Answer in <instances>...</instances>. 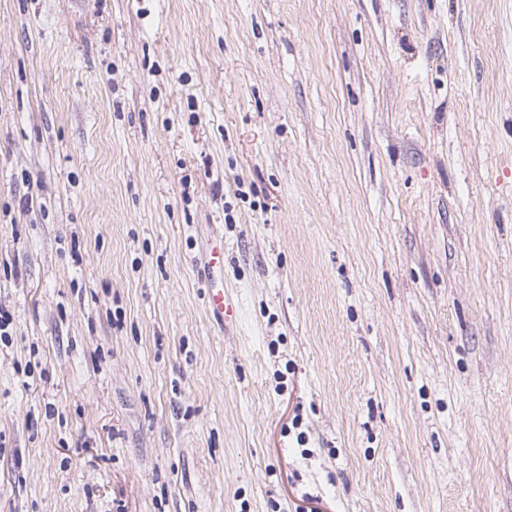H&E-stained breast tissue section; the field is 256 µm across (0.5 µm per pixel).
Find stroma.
I'll return each mask as SVG.
<instances>
[{
    "mask_svg": "<svg viewBox=\"0 0 512 512\" xmlns=\"http://www.w3.org/2000/svg\"><path fill=\"white\" fill-rule=\"evenodd\" d=\"M0 311V512H512V0H0ZM213 284L208 288L206 297L208 312L218 324L224 326V329L237 326L241 318L238 298L224 293V288H214Z\"/></svg>",
    "mask_w": 512,
    "mask_h": 512,
    "instance_id": "stroma-1",
    "label": "stroma"
}]
</instances>
